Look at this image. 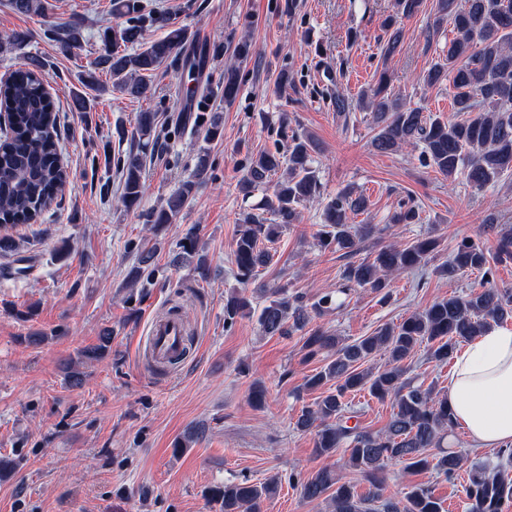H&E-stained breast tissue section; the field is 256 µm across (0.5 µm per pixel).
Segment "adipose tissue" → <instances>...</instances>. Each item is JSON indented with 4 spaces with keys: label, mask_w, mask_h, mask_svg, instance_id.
Wrapping results in <instances>:
<instances>
[{
    "label": "adipose tissue",
    "mask_w": 512,
    "mask_h": 512,
    "mask_svg": "<svg viewBox=\"0 0 512 512\" xmlns=\"http://www.w3.org/2000/svg\"><path fill=\"white\" fill-rule=\"evenodd\" d=\"M445 394L473 443L512 445V328H489L458 352Z\"/></svg>",
    "instance_id": "ef3b65f1"
}]
</instances>
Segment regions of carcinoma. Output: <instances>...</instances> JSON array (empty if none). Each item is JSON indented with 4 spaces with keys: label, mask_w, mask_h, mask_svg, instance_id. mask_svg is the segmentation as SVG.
<instances>
[{
    "label": "carcinoma",
    "mask_w": 512,
    "mask_h": 512,
    "mask_svg": "<svg viewBox=\"0 0 512 512\" xmlns=\"http://www.w3.org/2000/svg\"><path fill=\"white\" fill-rule=\"evenodd\" d=\"M423 0H395L394 13L385 22L382 46L384 59L399 53L402 43L400 21L420 11ZM11 8L23 15H47L45 0H9ZM141 0H112V14L125 23L103 32L102 47L91 62L81 83H97L96 73L106 72L112 87L142 100L154 96L151 77L167 60H181L182 72L194 76L205 66V56L189 47L193 34L189 28L170 22L165 13H152L151 22L168 28L157 40L144 36ZM451 23L454 37L443 59L422 75L427 87L448 86L454 111L467 117L448 121L424 115L422 108L407 104L387 93V71L379 73L376 84L363 91L357 102L338 93L333 101L336 114L349 122L350 112L359 108L371 112L377 133L373 146L380 152H396L405 146H421L420 161L443 177L454 180L462 175L471 185L483 188L512 172V0H435L431 28L439 30ZM47 36L66 55L77 53L84 43L83 29L77 23L52 25ZM240 68L224 70V101H233L240 92ZM43 62L30 55L13 70L8 81L0 83V107L11 113L13 135L0 144V229L36 220L56 202L68 173L60 166L58 113L46 90ZM156 113L141 112L131 131V139L141 148L117 158L123 174L121 202L129 210L139 206L143 192V148L154 137ZM314 142L305 134L288 138L287 152L280 148L261 152L246 167L240 189L248 195L267 186L271 194L262 216H247L238 225L234 257L238 279L246 283L259 269L270 264L272 255L264 243L279 238V229L295 223L300 203L320 193L313 170ZM281 173L274 182L272 176ZM196 182L188 181L167 201V207L154 214V224L172 222ZM369 199L346 186L324 206L322 224L317 231L320 246H331L346 256L357 254L362 245L382 232L375 224H356L354 219L368 211ZM418 207L405 203L390 217L393 224H414ZM442 251V239L432 233L418 236L406 244H389L369 256L344 267L342 279L348 286L367 288L384 301L390 296L388 276L426 266ZM512 261V229L499 231L493 254L478 243L462 240L450 259L434 272L455 278L474 270L483 272L484 282L477 292L465 296L443 297L423 310L415 311L397 325L383 324L368 336L351 343L320 327L303 336L305 359H315L322 351H333L321 370L307 379L311 388H327L313 406L301 409L296 427L315 433L319 456H333L344 449L348 467L360 471L369 483L364 494L342 480L332 467H321L300 482V494L309 502L323 500L330 512H443L433 492L415 485L400 498L386 493L380 474L389 463H399L411 472L433 471L445 478L454 477L463 458L448 447L453 422L447 398L436 395L432 386H415L406 378L408 361L418 348L425 347L430 360L448 363L456 346L481 334L493 324L512 316V294L492 282L490 262ZM265 304L258 323L266 336H289L306 327L308 310L316 314L334 309L330 292L310 306L303 296L288 293L285 287L261 292ZM251 302L236 293L224 303V325L250 314ZM388 354L389 367L376 369L370 362L377 354ZM368 391L377 400H393V412L385 429L371 433L348 425L350 410L347 394ZM512 449H501L494 461L471 465L465 487L469 512H501L512 500ZM274 475L261 483L247 479L230 481L210 489L211 499L221 512H262L263 502L278 490Z\"/></svg>",
    "instance_id": "carcinoma-1"
}]
</instances>
